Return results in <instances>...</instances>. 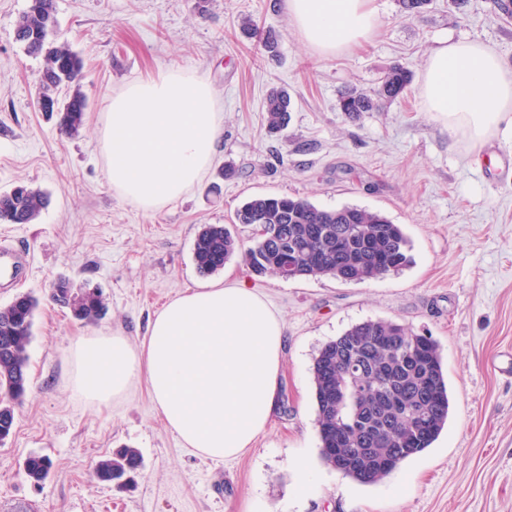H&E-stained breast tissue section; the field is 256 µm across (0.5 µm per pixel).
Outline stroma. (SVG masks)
<instances>
[{
    "instance_id": "35a3bbf8",
    "label": "stroma",
    "mask_w": 512,
    "mask_h": 512,
    "mask_svg": "<svg viewBox=\"0 0 512 512\" xmlns=\"http://www.w3.org/2000/svg\"><path fill=\"white\" fill-rule=\"evenodd\" d=\"M282 0H56L59 36L84 61L87 101L78 135L39 111L42 58L14 40L27 0H0V191L25 181L50 195L35 224H0V244L22 248L29 271L0 281V306L40 300L28 347L29 390L0 443V512H512V127L478 151L425 112L417 81L442 42L478 40L512 65V19L492 0H431L407 16L401 0H375L381 33L362 48L318 57ZM252 18L278 47L269 56L242 27ZM401 64L413 79L382 111L349 118L342 93H372ZM168 70L206 79L223 114L214 161L200 186L156 213L119 197L106 177L99 132L113 95ZM291 97L288 127L269 133L271 87ZM234 175H225V167ZM257 195L358 206L402 225L411 264L366 282L254 276L240 257L224 265L261 294L287 326L279 407L253 448L228 461L182 448L145 385L97 409L67 384L74 336L121 331L140 344L149 317L204 282L193 261L201 225L230 224ZM232 224V223H231ZM99 286L108 306L95 324L49 299L58 278ZM385 319L432 336L448 377V421L431 448L372 485L320 459L312 364L350 326ZM138 449L132 486L96 482V461ZM48 456L49 477L23 473ZM317 476L305 486L302 468ZM52 468L50 458L43 455H30L23 464L26 479L34 486L42 484Z\"/></svg>"
}]
</instances>
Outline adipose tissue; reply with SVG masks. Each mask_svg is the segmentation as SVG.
Returning <instances> with one entry per match:
<instances>
[{
  "label": "adipose tissue",
  "mask_w": 512,
  "mask_h": 512,
  "mask_svg": "<svg viewBox=\"0 0 512 512\" xmlns=\"http://www.w3.org/2000/svg\"><path fill=\"white\" fill-rule=\"evenodd\" d=\"M303 42L338 56L371 41L374 0H283ZM425 111L470 147L512 125V66L478 41L434 48L420 73ZM284 320L243 282L215 281L169 301L140 345L117 333L76 337L68 349L72 391L92 406L128 400L146 383L166 429L211 460L251 448L278 408Z\"/></svg>",
  "instance_id": "obj_1"
}]
</instances>
